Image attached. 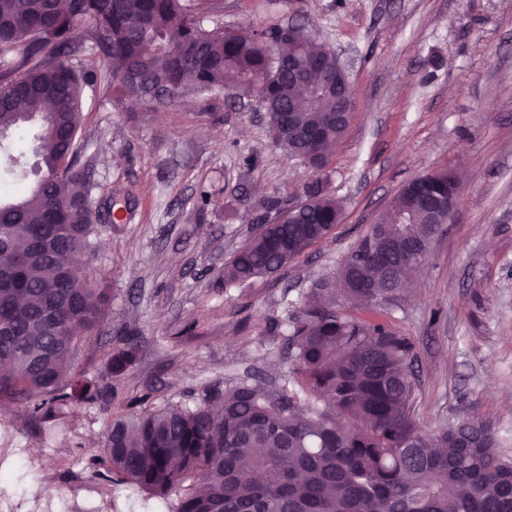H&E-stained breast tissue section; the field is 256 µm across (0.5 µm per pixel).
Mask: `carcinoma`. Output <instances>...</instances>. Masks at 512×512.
Masks as SVG:
<instances>
[{"label": "carcinoma", "instance_id": "1", "mask_svg": "<svg viewBox=\"0 0 512 512\" xmlns=\"http://www.w3.org/2000/svg\"><path fill=\"white\" fill-rule=\"evenodd\" d=\"M218 0H0V155L22 166L10 135L38 130L44 173L0 200V407L30 404L35 426L75 402H106L84 382L104 298L92 285V193L75 165L88 94L164 106L184 92L259 93L274 146L324 170L348 125L334 112L344 88L332 50L303 27L260 31L204 25ZM46 103L40 115L36 109ZM446 193L451 170L428 173ZM408 181L393 204L286 320V369L274 391L247 378L233 395L214 386L193 405L117 414L104 463L112 483L141 493L143 512H512V456L492 427L417 422L415 344L383 319L404 282L448 231ZM270 194L259 231L224 266V285L273 275L325 238L342 208L316 176L303 204ZM339 291L355 316L323 295ZM104 354L114 376L136 361L133 332Z\"/></svg>", "mask_w": 512, "mask_h": 512}]
</instances>
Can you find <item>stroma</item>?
Returning <instances> with one entry per match:
<instances>
[{"label":"stroma","instance_id":"stroma-1","mask_svg":"<svg viewBox=\"0 0 512 512\" xmlns=\"http://www.w3.org/2000/svg\"><path fill=\"white\" fill-rule=\"evenodd\" d=\"M220 20L292 21L338 54L356 103L326 168L342 219L288 268L223 287L225 263L257 230L256 200H298L312 169L273 145L257 98L217 89L151 110L99 93L78 153L100 207L98 329L110 348L136 329L137 360L117 377L99 356L87 362V379L111 390L108 407L82 404L36 429L25 403L0 413L11 512H141L101 464L108 411L135 396L161 407L214 384L228 392L251 374L276 385L282 337L268 323L335 272L406 181L437 169L461 180L458 213L416 291L385 315L416 343L419 424L484 421L512 454V0H221ZM13 141L26 168L0 178L4 197L41 175L36 140L23 129Z\"/></svg>","mask_w":512,"mask_h":512}]
</instances>
